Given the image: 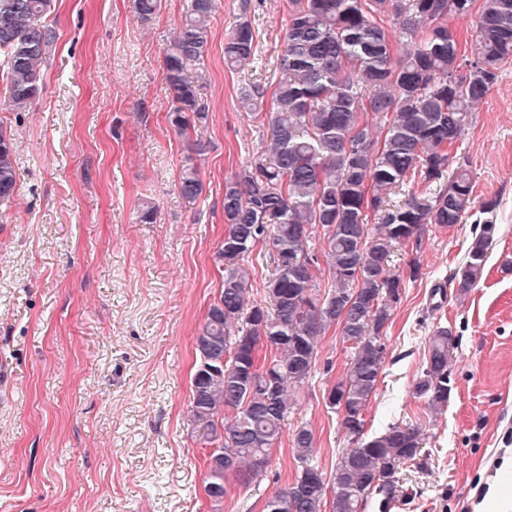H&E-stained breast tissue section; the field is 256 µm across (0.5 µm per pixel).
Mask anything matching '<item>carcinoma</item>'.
Masks as SVG:
<instances>
[{"mask_svg":"<svg viewBox=\"0 0 512 512\" xmlns=\"http://www.w3.org/2000/svg\"><path fill=\"white\" fill-rule=\"evenodd\" d=\"M135 6L147 21L162 0ZM54 7V0H0V77L17 108L36 98L55 50L58 34L47 22ZM215 7L216 0H185L164 51L163 78L174 91L168 118L179 134L207 123L186 64L203 55ZM287 16L271 97L261 85L241 91L252 121L268 131L224 183L221 287L195 338L191 412L209 448L204 490L219 503L229 482L245 489L268 470L294 395L312 379L320 338L333 327L347 368L327 404L334 413L344 406L348 447L327 474L310 464L313 432L296 430L298 473L263 512H365L369 502L391 512L407 497L401 473L425 437L398 423L367 432L385 362L383 332L405 288L390 262L408 250L409 280L416 279L425 228L470 220L475 231L450 283L464 297L481 278L499 232V201L477 198L470 161L455 149L502 66L512 63V0H288ZM473 16L466 54L452 21ZM257 48L242 14L225 35L224 65L253 63ZM418 179L437 189L416 194ZM16 186L13 138L0 128L1 203ZM178 190L188 199L203 191L193 154L184 158ZM395 194L407 198L394 204ZM259 248L274 265L267 306L252 300L246 268ZM427 347L413 393L437 413L448 407L458 337L437 323Z\"/></svg>","mask_w":512,"mask_h":512,"instance_id":"1","label":"carcinoma"}]
</instances>
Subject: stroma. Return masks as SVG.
<instances>
[{"label": "stroma", "mask_w": 512, "mask_h": 512, "mask_svg": "<svg viewBox=\"0 0 512 512\" xmlns=\"http://www.w3.org/2000/svg\"><path fill=\"white\" fill-rule=\"evenodd\" d=\"M184 0L141 21L134 0H55L59 39L24 108L0 80V128L11 132L17 191L0 203V512H261L297 471L290 434L310 428L312 463L331 470L347 441L324 395L346 368L337 330L296 396L288 433L266 474L222 504L204 491L206 450L191 414L194 337L217 296L224 182L259 147L262 130L242 87L269 85L283 49L286 0H217L203 57L188 62L209 111L198 132L202 195L176 182L191 145L168 121L162 76ZM247 14L260 62L224 65V35ZM480 198H498L499 234L466 298L437 289L462 260L471 224L428 231L421 275L392 321L366 423L422 425L426 444L402 477L408 502L392 512H482L499 488L512 512V64L501 69L463 139ZM155 223L139 222L143 206ZM458 332L447 410L432 416L413 393L435 323Z\"/></svg>", "instance_id": "35a3bbf8"}]
</instances>
